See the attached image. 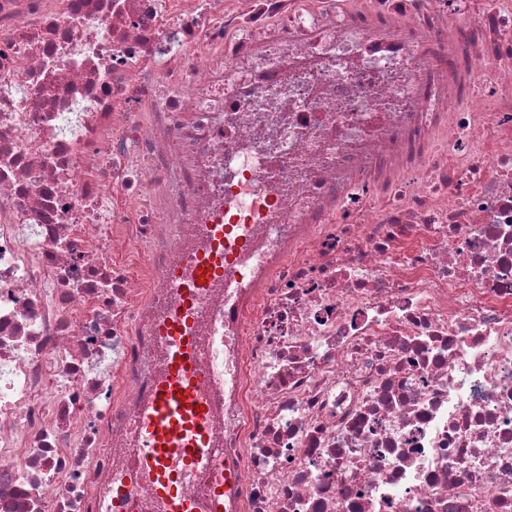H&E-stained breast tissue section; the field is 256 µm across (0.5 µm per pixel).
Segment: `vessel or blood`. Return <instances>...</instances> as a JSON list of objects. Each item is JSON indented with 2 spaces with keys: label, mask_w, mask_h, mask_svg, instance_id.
Here are the masks:
<instances>
[{
  "label": "vessel or blood",
  "mask_w": 512,
  "mask_h": 512,
  "mask_svg": "<svg viewBox=\"0 0 512 512\" xmlns=\"http://www.w3.org/2000/svg\"><path fill=\"white\" fill-rule=\"evenodd\" d=\"M208 235L210 248L176 279L178 300L161 328L164 373L153 385L139 426L138 467L152 483L163 512H222L224 507V460L210 451L212 396L199 368L212 339L196 334L193 321L207 289L232 287L227 268L240 264L250 245L239 238L225 247L220 224L209 225ZM200 470L211 477V491L203 503L182 492L183 484Z\"/></svg>",
  "instance_id": "vessel-or-blood-1"
}]
</instances>
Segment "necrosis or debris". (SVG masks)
Here are the masks:
<instances>
[{
    "label": "necrosis or debris",
    "instance_id": "1",
    "mask_svg": "<svg viewBox=\"0 0 512 512\" xmlns=\"http://www.w3.org/2000/svg\"><path fill=\"white\" fill-rule=\"evenodd\" d=\"M223 223L224 512H512V0H0V512H109Z\"/></svg>",
    "mask_w": 512,
    "mask_h": 512
}]
</instances>
